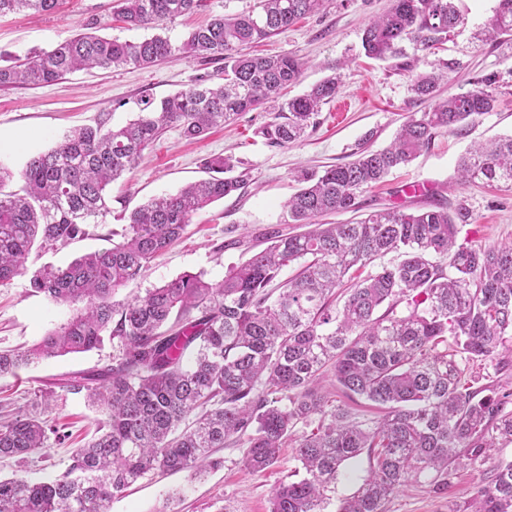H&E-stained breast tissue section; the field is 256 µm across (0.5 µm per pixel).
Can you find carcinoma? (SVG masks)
<instances>
[{"mask_svg": "<svg viewBox=\"0 0 512 512\" xmlns=\"http://www.w3.org/2000/svg\"><path fill=\"white\" fill-rule=\"evenodd\" d=\"M202 0H118L117 17L134 29H159ZM329 0H261V11L217 15L188 32L179 46L153 34L121 41L99 34L96 18L49 49L0 66V87L51 84L93 68L149 67L177 52L224 61L222 81L205 79L160 100L143 93L137 116L122 127L66 133L32 156L20 192L3 191L0 166V286L26 269L34 245H65L90 234L112 212L110 184L133 171L167 130L204 138L243 112L278 103L259 134L270 147L299 140L321 105L335 98L339 76L279 101L300 81L292 55L254 56L242 47L287 30ZM59 0H0V16L51 14ZM467 23L455 0H393L364 29L366 56L384 60L404 40L432 48ZM484 36L512 37V0H498ZM443 73L418 76L414 95L429 109L409 119L382 150L362 148L348 163L305 171L289 198L288 216L308 230L276 235L265 249L220 282L184 274L116 302L115 292L139 278L179 240L192 216L246 185L224 176L233 165L207 160V177L130 212L121 238L75 258L44 265L30 277L33 292L71 310L58 329L20 351L0 350V375L117 340L112 363L71 376L44 392L41 410L0 424V459L26 461L47 449L45 412L55 389L84 394L101 416L94 435L75 449L64 472L43 482L0 478V512H105L135 482L155 473L200 475L219 464L216 449L239 445L252 470L276 465L293 442L304 476L272 490L270 512H328L340 469L363 452L374 464L358 490L335 512H387L398 489L434 473L432 489L448 488V466L460 458L493 462L471 512H512V461L494 460L500 439L512 442V392L489 396L474 386L468 363L493 354L512 337V244L457 243L470 211L439 205L372 211L354 224L316 218L357 212L358 198L393 169L410 162L443 131L495 110L493 80L439 97ZM463 183L512 187V135L473 146L460 160ZM396 253L395 265L374 262ZM297 264L280 282L283 267ZM331 372L344 394L364 397L381 414L361 421L319 390Z\"/></svg>", "mask_w": 512, "mask_h": 512, "instance_id": "1", "label": "carcinoma"}]
</instances>
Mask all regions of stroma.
Segmentation results:
<instances>
[{
	"instance_id": "stroma-1",
	"label": "stroma",
	"mask_w": 512,
	"mask_h": 512,
	"mask_svg": "<svg viewBox=\"0 0 512 512\" xmlns=\"http://www.w3.org/2000/svg\"><path fill=\"white\" fill-rule=\"evenodd\" d=\"M259 4L260 0H206L204 9L168 23L165 33L177 45L210 16L246 13L257 10ZM391 4L392 0H330L326 9L260 43L259 53L293 55L303 62L301 80L290 88V95L339 75L336 98L322 106L316 126L289 146L269 147L256 134L274 118L276 109L267 103L199 141L185 140L178 130H168L145 151L133 173L113 184V195L125 197L126 205H113L111 215L92 228L86 239L32 250L26 273L0 287V349L31 346L70 316L68 308L32 292L30 270L44 264L64 266L77 256L107 246L110 233L124 225L120 218L123 208L132 209L153 197L178 191L202 177L206 159L219 156L232 160L234 174L244 175L246 187L193 215L181 240L135 282L117 290L114 298L125 301L186 273L221 281L232 266L267 247L271 231H294L285 203L298 189L295 177L301 170L319 172L350 161L364 144L373 150L385 148L409 116L424 111L425 105L414 97L411 85L418 74L431 71L440 61L450 65L441 95L476 88L482 78L491 75L495 78L496 110L478 118L461 134H438L410 164L361 194L363 210L462 205L472 218L459 225L458 242L475 246L512 243V189L464 184L457 171L461 155L471 145L512 135V40L491 42L478 37L493 16L497 0H457L468 17L467 25L455 29L431 50H420L406 41L401 54L385 60L367 58L361 43L363 29ZM115 6L116 0H60L51 14L27 11L0 17V64L52 47L92 17L105 24L108 36L121 40L143 37V30L127 28L118 20ZM222 68L219 61L177 55L150 67L82 70L50 85L0 89V166L12 174L9 189L20 186L19 175L28 158L54 147L66 131L95 124L104 114L111 126L123 125L133 118L143 90H152L161 98L200 78H219ZM418 184L426 185V193H412V186ZM116 352V342L107 337L98 349L46 360L15 377L0 376V403L13 412L28 411L50 383L73 373L97 370L110 363ZM473 371L479 385L498 392L511 389L512 351L498 349L491 357L474 362ZM50 419L60 434L49 438L46 456L25 464L0 463L1 477L42 480L62 473L75 448L93 432L98 415L83 395L62 393ZM244 454V449L236 446L220 449V465L200 479L185 472L147 477L123 497L109 502L106 512H269L272 489L294 480L301 467L296 451L283 449L279 462L263 471L247 469ZM482 483V468L463 460L454 467L446 491L437 493L427 483L411 482L399 489L387 509L448 512L452 503L467 506Z\"/></svg>"
}]
</instances>
